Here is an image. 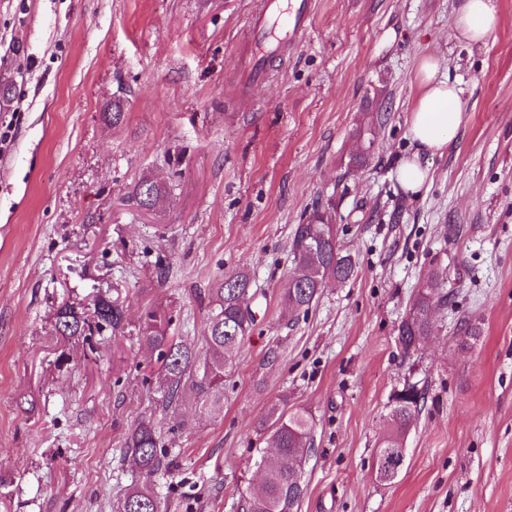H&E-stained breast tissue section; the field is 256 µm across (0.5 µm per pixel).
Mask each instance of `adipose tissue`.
I'll return each instance as SVG.
<instances>
[{"instance_id": "ef3b65f1", "label": "adipose tissue", "mask_w": 512, "mask_h": 512, "mask_svg": "<svg viewBox=\"0 0 512 512\" xmlns=\"http://www.w3.org/2000/svg\"><path fill=\"white\" fill-rule=\"evenodd\" d=\"M496 0H465L454 20L457 38L473 43L485 41L498 25ZM439 57L422 59L416 81L420 93L409 116V136L414 155L397 169V179L405 191L418 192L429 177L422 167V155L444 154L454 144L463 123V104L457 85L442 76Z\"/></svg>"}]
</instances>
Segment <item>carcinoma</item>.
Returning <instances> with one entry per match:
<instances>
[{"mask_svg":"<svg viewBox=\"0 0 512 512\" xmlns=\"http://www.w3.org/2000/svg\"><path fill=\"white\" fill-rule=\"evenodd\" d=\"M167 188L149 177L139 180L131 190L137 205L150 210ZM294 271L280 290V300L288 313L307 310L319 299L331 282H344L355 272L351 256L339 243L338 230L331 213L315 209L306 222L295 226L290 239ZM447 272H435L418 291L407 316L397 327L398 343L405 355L417 352L421 344L434 334L432 312L448 304L443 283ZM255 280L247 269H241L216 283L212 289L216 308L209 316L204 354L195 347L169 335L170 318L159 309L149 308L141 320V335L146 346L158 352L157 371L160 402L177 410L187 396L200 409L219 413L224 409V379L228 359L237 352L255 324L251 303L256 296ZM92 324L72 304L58 307L54 313L56 336L69 340L94 335L108 327L113 337L122 336L127 328L126 314L116 300L99 298ZM483 335L481 324L469 318L458 327L460 346L464 347ZM425 392L419 385L405 382L394 390L388 401L386 429L376 448V460L389 471L407 459L403 447L421 405ZM314 423L306 411L288 405V397L279 398L269 415L261 422V430L270 432L274 451L263 457V480L247 492L246 512H299L305 495L300 470L306 461ZM160 432L152 420H142L129 432L125 454L131 458L145 480L126 489L117 512H166V503L158 495L150 477L168 468V450L159 446Z\"/></svg>","mask_w":512,"mask_h":512,"instance_id":"carcinoma-1","label":"carcinoma"}]
</instances>
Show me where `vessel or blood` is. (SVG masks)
Returning a JSON list of instances; mask_svg holds the SVG:
<instances>
[{
	"mask_svg": "<svg viewBox=\"0 0 512 512\" xmlns=\"http://www.w3.org/2000/svg\"><path fill=\"white\" fill-rule=\"evenodd\" d=\"M312 19L310 0H263V7L254 21L252 49L248 62V76L261 81L266 77L264 58L273 53L276 42L273 35L282 40L296 41L308 30Z\"/></svg>",
	"mask_w": 512,
	"mask_h": 512,
	"instance_id": "vessel-or-blood-1",
	"label": "vessel or blood"
}]
</instances>
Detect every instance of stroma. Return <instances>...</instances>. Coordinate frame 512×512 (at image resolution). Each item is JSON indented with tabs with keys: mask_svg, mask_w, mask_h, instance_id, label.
I'll return each instance as SVG.
<instances>
[{
	"mask_svg": "<svg viewBox=\"0 0 512 512\" xmlns=\"http://www.w3.org/2000/svg\"><path fill=\"white\" fill-rule=\"evenodd\" d=\"M262 0H0V512H113L138 475L131 428L153 420L174 460L155 478L167 512H242L271 442L260 423L287 396L314 420L300 512H512V0L485 43L458 40L463 0H313L305 37L246 82L240 55ZM461 90L455 146L406 195L420 59ZM121 105L120 124L105 114ZM368 165L350 167L366 113ZM150 176L170 194L140 208ZM330 207L349 281L284 316L289 241ZM256 276V324L230 359L224 409L162 408L138 341L145 308L203 348L212 289ZM453 301L406 356L396 329L428 276ZM123 302L126 336L59 343L61 304ZM484 334L462 348V318ZM275 363H268L269 351ZM425 402L391 484L374 479L392 391Z\"/></svg>",
	"mask_w": 512,
	"mask_h": 512,
	"instance_id": "obj_1",
	"label": "stroma"
}]
</instances>
